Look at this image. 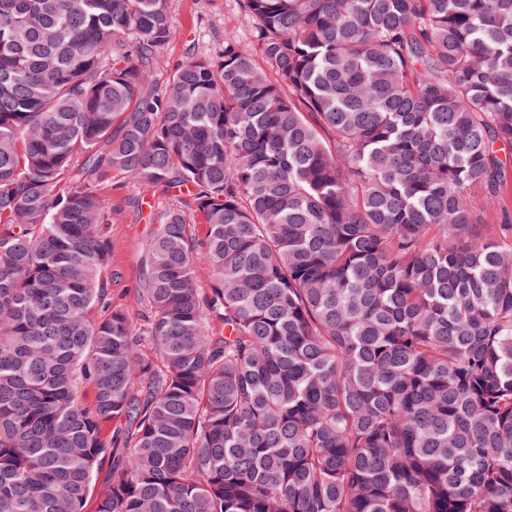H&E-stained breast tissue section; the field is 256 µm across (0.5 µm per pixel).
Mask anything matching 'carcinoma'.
<instances>
[{
  "label": "carcinoma",
  "instance_id": "cac0c4a2",
  "mask_svg": "<svg viewBox=\"0 0 512 512\" xmlns=\"http://www.w3.org/2000/svg\"><path fill=\"white\" fill-rule=\"evenodd\" d=\"M244 4L159 93L172 0H0V512H512V0ZM111 180L112 211L106 225L112 240L109 293L112 305L126 308L137 318L144 310L137 298L145 273L146 244L157 227L158 211L177 193L133 186L118 171H112ZM472 204L485 212L488 224H512V208L508 199L497 203L478 193L473 197Z\"/></svg>",
  "mask_w": 512,
  "mask_h": 512
}]
</instances>
